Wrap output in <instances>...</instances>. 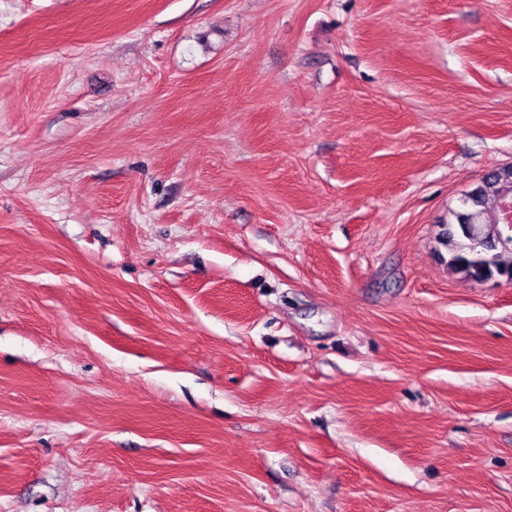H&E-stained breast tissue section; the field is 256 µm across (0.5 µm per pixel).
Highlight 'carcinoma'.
<instances>
[{
    "mask_svg": "<svg viewBox=\"0 0 512 512\" xmlns=\"http://www.w3.org/2000/svg\"><path fill=\"white\" fill-rule=\"evenodd\" d=\"M507 202L512 203V166L483 176L469 190V197L449 211L441 222L438 240L447 249L450 273L474 281L512 273V225L499 227ZM492 240L498 245L491 260L477 261L486 242Z\"/></svg>",
    "mask_w": 512,
    "mask_h": 512,
    "instance_id": "carcinoma-1",
    "label": "carcinoma"
}]
</instances>
